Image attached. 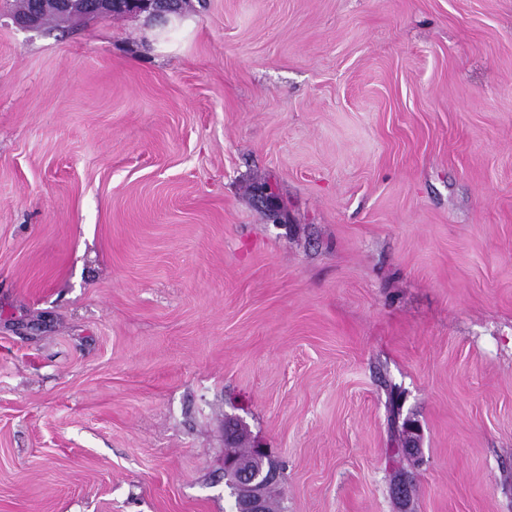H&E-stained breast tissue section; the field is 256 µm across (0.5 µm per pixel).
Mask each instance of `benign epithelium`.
<instances>
[{
  "label": "benign epithelium",
  "mask_w": 512,
  "mask_h": 512,
  "mask_svg": "<svg viewBox=\"0 0 512 512\" xmlns=\"http://www.w3.org/2000/svg\"><path fill=\"white\" fill-rule=\"evenodd\" d=\"M128 13L146 12L152 17L164 18L171 11H163L154 0H126ZM84 9L82 0H32L31 9L16 19L22 28L35 29L41 25L42 15L52 11L61 17L76 14ZM277 477V470L257 472L251 468V460L229 450L224 455V478L234 496V512H267V482Z\"/></svg>",
  "instance_id": "1"
}]
</instances>
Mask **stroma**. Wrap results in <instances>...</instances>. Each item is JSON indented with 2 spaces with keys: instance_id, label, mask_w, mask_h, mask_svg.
Returning <instances> with one entry per match:
<instances>
[{
  "instance_id": "stroma-1",
  "label": "stroma",
  "mask_w": 512,
  "mask_h": 512,
  "mask_svg": "<svg viewBox=\"0 0 512 512\" xmlns=\"http://www.w3.org/2000/svg\"><path fill=\"white\" fill-rule=\"evenodd\" d=\"M17 2L0 512H512V0ZM31 9L18 17L16 24L22 28L35 29L41 25L43 13L52 11L61 17L76 14L84 9V0H31ZM251 467V460L240 457L232 450L224 455V478L235 498L234 512L267 511L266 485L271 477L277 479V470L270 467V473L266 474Z\"/></svg>"
}]
</instances>
